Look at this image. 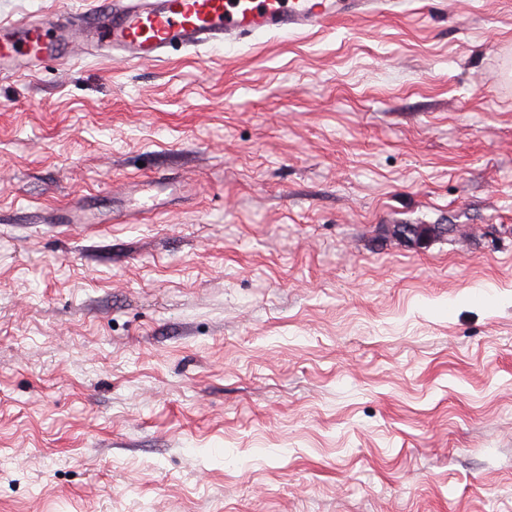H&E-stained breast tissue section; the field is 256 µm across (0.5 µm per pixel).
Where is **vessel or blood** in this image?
<instances>
[{"label": "vessel or blood", "mask_w": 512, "mask_h": 512, "mask_svg": "<svg viewBox=\"0 0 512 512\" xmlns=\"http://www.w3.org/2000/svg\"><path fill=\"white\" fill-rule=\"evenodd\" d=\"M381 0H102L67 18L0 22V75L91 50L116 60L157 61L168 51L269 32L314 30L372 13Z\"/></svg>", "instance_id": "1"}]
</instances>
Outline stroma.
Wrapping results in <instances>:
<instances>
[{
  "label": "stroma",
  "mask_w": 512,
  "mask_h": 512,
  "mask_svg": "<svg viewBox=\"0 0 512 512\" xmlns=\"http://www.w3.org/2000/svg\"><path fill=\"white\" fill-rule=\"evenodd\" d=\"M0 512H512V0L0 77ZM400 224L394 227L393 233L401 241L410 247L422 248L427 242L436 235L448 233V226L438 224V226H413L411 224Z\"/></svg>",
  "instance_id": "1"
}]
</instances>
